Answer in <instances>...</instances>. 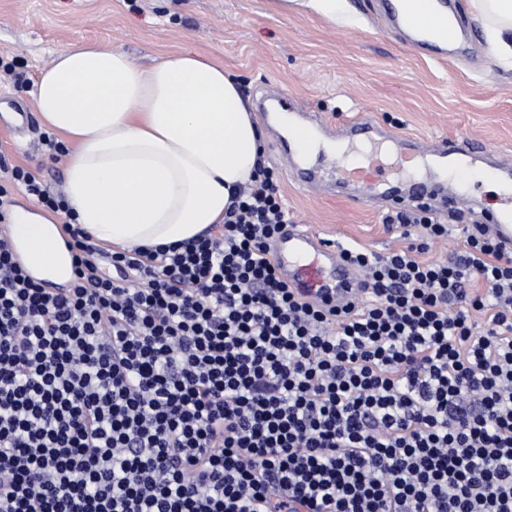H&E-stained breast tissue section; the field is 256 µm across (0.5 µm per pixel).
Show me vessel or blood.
I'll return each instance as SVG.
<instances>
[{
  "label": "vessel or blood",
  "instance_id": "vessel-or-blood-1",
  "mask_svg": "<svg viewBox=\"0 0 512 512\" xmlns=\"http://www.w3.org/2000/svg\"><path fill=\"white\" fill-rule=\"evenodd\" d=\"M415 4L416 0H404L399 7L388 0L386 9L392 27L406 34L416 49L437 58L474 50V43L462 31L446 25L447 17L456 12V0H442L433 16L419 14ZM288 126L290 174L307 191L318 192L323 186L313 155L321 154L326 161L336 159V148L344 141L370 148L367 166L341 174L342 183L353 189L352 200L360 203L419 205L445 197L464 205L471 185L484 181L504 185L505 200L499 208L487 210L486 229L512 251V162L485 158L478 145L467 142L397 135L368 117L334 124L303 112ZM271 252L289 286L307 301L342 307L361 294L363 277L345 261L341 246L303 225H288Z\"/></svg>",
  "mask_w": 512,
  "mask_h": 512
}]
</instances>
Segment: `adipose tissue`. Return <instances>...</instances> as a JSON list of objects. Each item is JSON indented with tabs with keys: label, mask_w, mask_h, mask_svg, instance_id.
<instances>
[{
	"label": "adipose tissue",
	"mask_w": 512,
	"mask_h": 512,
	"mask_svg": "<svg viewBox=\"0 0 512 512\" xmlns=\"http://www.w3.org/2000/svg\"><path fill=\"white\" fill-rule=\"evenodd\" d=\"M470 5L490 57L512 64V0ZM29 95L68 147V206L101 244L155 248L204 234L223 223L259 160V131L237 81L191 52L142 70L112 45H78L40 72ZM11 230L32 276L70 280L72 256L55 219L19 207Z\"/></svg>",
	"instance_id": "obj_1"
}]
</instances>
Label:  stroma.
I'll return each mask as SVG.
<instances>
[{
  "label": "stroma",
  "mask_w": 512,
  "mask_h": 512,
  "mask_svg": "<svg viewBox=\"0 0 512 512\" xmlns=\"http://www.w3.org/2000/svg\"><path fill=\"white\" fill-rule=\"evenodd\" d=\"M350 21L332 23L279 0H0V111L23 105V131L0 126V163L35 168L50 192L63 190L61 159L28 153L45 128L28 94L38 72L74 46L101 42L147 69L161 56L192 51L223 65L256 101L285 91L307 111L344 122L365 114L404 135L476 141L512 160V69L479 41L466 57L435 62L412 49L385 18L381 0H345ZM263 159L278 172L294 223L345 245L383 254L400 246L385 209L339 187L297 189L270 129Z\"/></svg>",
  "instance_id": "obj_1"
}]
</instances>
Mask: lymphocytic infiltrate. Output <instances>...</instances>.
<instances>
[{
  "mask_svg": "<svg viewBox=\"0 0 512 512\" xmlns=\"http://www.w3.org/2000/svg\"><path fill=\"white\" fill-rule=\"evenodd\" d=\"M13 185L69 211L30 169L0 170ZM385 221L400 247L343 249L367 283L346 310L280 278L262 165L174 247L65 224L54 291L1 234L0 512H512V253L472 224L423 262L447 224ZM460 241L461 237L458 231H452L447 238L433 242L429 250L420 254L419 258L423 261L448 262L459 251Z\"/></svg>",
  "mask_w": 512,
  "mask_h": 512,
  "instance_id": "f902f5d3",
  "label": "lymphocytic infiltrate"
}]
</instances>
